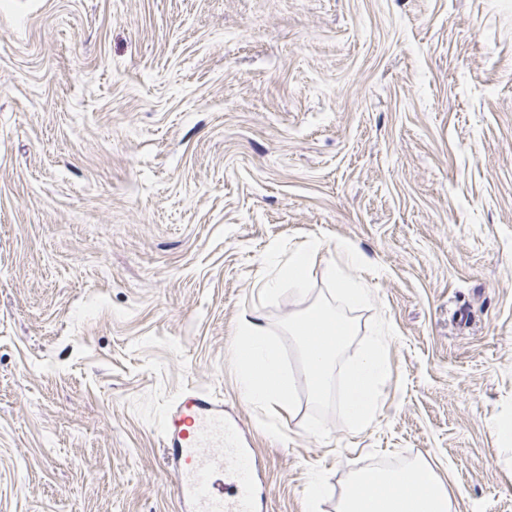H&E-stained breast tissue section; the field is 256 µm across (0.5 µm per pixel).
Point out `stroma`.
Wrapping results in <instances>:
<instances>
[{
  "mask_svg": "<svg viewBox=\"0 0 512 512\" xmlns=\"http://www.w3.org/2000/svg\"><path fill=\"white\" fill-rule=\"evenodd\" d=\"M347 241L396 336L374 422L245 402L268 253ZM213 395L268 512L419 460L512 512V0H0V512H180L161 429Z\"/></svg>",
  "mask_w": 512,
  "mask_h": 512,
  "instance_id": "35a3bbf8",
  "label": "stroma"
}]
</instances>
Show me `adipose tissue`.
<instances>
[{
  "label": "adipose tissue",
  "mask_w": 512,
  "mask_h": 512,
  "mask_svg": "<svg viewBox=\"0 0 512 512\" xmlns=\"http://www.w3.org/2000/svg\"><path fill=\"white\" fill-rule=\"evenodd\" d=\"M324 249L323 242L315 241L285 262L280 261L277 251H270L274 274L265 280V292H275L286 284L295 295L307 296L309 272ZM335 251L338 260L331 264L330 276L336 284L338 299L351 306L372 305L374 295L359 276L369 264L368 257L355 246L342 242L337 243ZM237 334V365L244 398L268 407L284 404L290 384L261 316L243 319ZM336 512H451V500L434 473L416 462L400 469L353 473Z\"/></svg>",
  "instance_id": "1"
}]
</instances>
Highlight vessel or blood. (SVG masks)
Returning a JSON list of instances; mask_svg holds the SVG:
<instances>
[{
    "mask_svg": "<svg viewBox=\"0 0 512 512\" xmlns=\"http://www.w3.org/2000/svg\"><path fill=\"white\" fill-rule=\"evenodd\" d=\"M163 430L181 512H264L257 460L223 406L208 394L186 393Z\"/></svg>",
    "mask_w": 512,
    "mask_h": 512,
    "instance_id": "obj_1",
    "label": "vessel or blood"
}]
</instances>
